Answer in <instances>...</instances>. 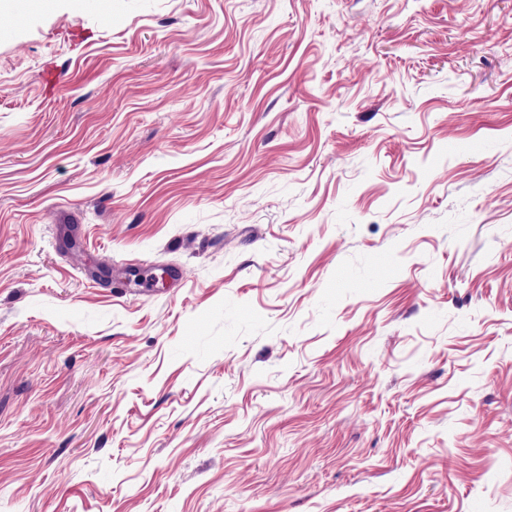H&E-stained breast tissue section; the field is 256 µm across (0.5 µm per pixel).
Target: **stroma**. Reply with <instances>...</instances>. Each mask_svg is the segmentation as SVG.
<instances>
[{
	"label": "stroma",
	"mask_w": 512,
	"mask_h": 512,
	"mask_svg": "<svg viewBox=\"0 0 512 512\" xmlns=\"http://www.w3.org/2000/svg\"><path fill=\"white\" fill-rule=\"evenodd\" d=\"M53 2L0 0V512H512V0Z\"/></svg>",
	"instance_id": "1"
}]
</instances>
